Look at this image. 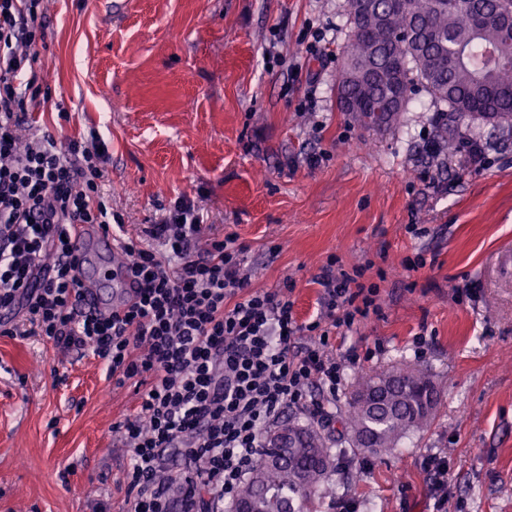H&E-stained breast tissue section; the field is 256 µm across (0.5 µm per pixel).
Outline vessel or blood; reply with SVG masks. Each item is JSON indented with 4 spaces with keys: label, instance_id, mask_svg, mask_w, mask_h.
Masks as SVG:
<instances>
[{
    "label": "vessel or blood",
    "instance_id": "b4317fda",
    "mask_svg": "<svg viewBox=\"0 0 512 512\" xmlns=\"http://www.w3.org/2000/svg\"><path fill=\"white\" fill-rule=\"evenodd\" d=\"M70 243L80 259L77 276L88 306L100 314L122 311L132 302L134 292L122 275L117 238L78 224L72 230Z\"/></svg>",
    "mask_w": 512,
    "mask_h": 512
}]
</instances>
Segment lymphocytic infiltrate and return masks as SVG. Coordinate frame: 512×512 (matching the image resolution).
Returning <instances> with one entry per match:
<instances>
[{"label":"lymphocytic infiltrate","mask_w":512,"mask_h":512,"mask_svg":"<svg viewBox=\"0 0 512 512\" xmlns=\"http://www.w3.org/2000/svg\"><path fill=\"white\" fill-rule=\"evenodd\" d=\"M45 3L0 0V335L90 350L118 385L149 377L136 416L117 427L131 452L127 512H223L259 464L272 425L291 411L329 417L347 368L329 330L377 311L379 288L328 259L316 278L320 313L299 322L293 283L250 290L237 235L205 240L203 214L181 200L121 242L137 300L112 315L87 309L70 229L108 230L116 215L101 190L104 142L57 140L27 110L41 95L24 71L37 58ZM146 236L164 255L143 247ZM190 482L205 498L182 496Z\"/></svg>","instance_id":"lymphocytic-infiltrate-1"}]
</instances>
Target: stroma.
<instances>
[{"instance_id":"stroma-1","label":"stroma","mask_w":512,"mask_h":512,"mask_svg":"<svg viewBox=\"0 0 512 512\" xmlns=\"http://www.w3.org/2000/svg\"><path fill=\"white\" fill-rule=\"evenodd\" d=\"M112 2L49 0L34 68L41 123L105 142L126 229L191 201L207 236L247 246L252 290L293 281L302 322L320 309L328 257L347 270L373 261L367 279L386 272L379 314L330 333L336 355L359 357L336 411L376 371L418 370L440 392L427 427L337 465L321 512L343 499L433 512L431 454L448 459V512H512V127L460 120L484 146L476 166L449 152L426 92L388 128L340 112L344 0ZM312 26L326 34L317 60ZM300 60L305 71H289ZM145 389L113 385L91 352L0 335V512H125L127 449L112 427Z\"/></svg>"}]
</instances>
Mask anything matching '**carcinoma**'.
Returning <instances> with one entry per match:
<instances>
[{
    "label": "carcinoma",
    "instance_id": "obj_1",
    "mask_svg": "<svg viewBox=\"0 0 512 512\" xmlns=\"http://www.w3.org/2000/svg\"><path fill=\"white\" fill-rule=\"evenodd\" d=\"M351 30L337 82L342 112L365 115L388 101L403 112L422 87L440 117L512 121V30L476 31L469 0H373L361 12L345 0ZM439 391L418 371L366 375L330 438L314 427L288 423V440L267 441L237 502L256 512H312L310 504L348 449L379 454L426 427Z\"/></svg>",
    "mask_w": 512,
    "mask_h": 512
}]
</instances>
